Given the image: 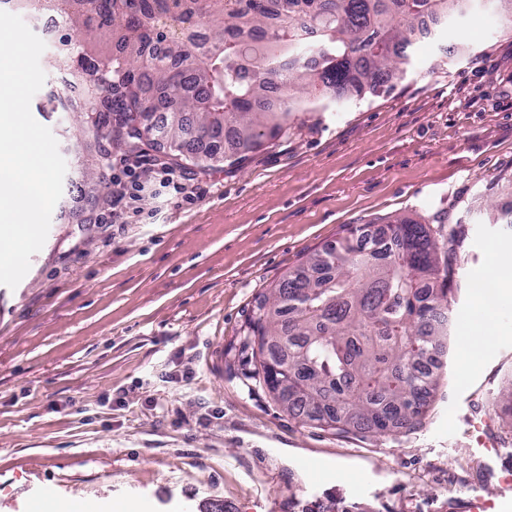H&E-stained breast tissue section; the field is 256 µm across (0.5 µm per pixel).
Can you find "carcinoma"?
Returning a JSON list of instances; mask_svg holds the SVG:
<instances>
[{"label": "carcinoma", "instance_id": "carcinoma-1", "mask_svg": "<svg viewBox=\"0 0 512 512\" xmlns=\"http://www.w3.org/2000/svg\"><path fill=\"white\" fill-rule=\"evenodd\" d=\"M54 11L89 43L58 101L82 137L220 163L288 131L300 112L387 86L404 72L416 22L446 24L463 0H0ZM354 232L254 299L236 351L249 386L339 435L424 424L445 356L437 314L456 291L465 225L399 220Z\"/></svg>", "mask_w": 512, "mask_h": 512}]
</instances>
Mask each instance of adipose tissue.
I'll use <instances>...</instances> for the list:
<instances>
[{"label": "adipose tissue", "instance_id": "obj_1", "mask_svg": "<svg viewBox=\"0 0 512 512\" xmlns=\"http://www.w3.org/2000/svg\"><path fill=\"white\" fill-rule=\"evenodd\" d=\"M489 277L494 282L492 291L478 290L481 306L479 318L473 324V334L465 347L468 356H487L498 339V315L501 307L512 302V277L501 275L498 264H491Z\"/></svg>", "mask_w": 512, "mask_h": 512}]
</instances>
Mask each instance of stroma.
Masks as SVG:
<instances>
[{"label": "stroma", "instance_id": "35a3bbf8", "mask_svg": "<svg viewBox=\"0 0 512 512\" xmlns=\"http://www.w3.org/2000/svg\"><path fill=\"white\" fill-rule=\"evenodd\" d=\"M474 0L411 51L390 91L307 112L275 143L233 162L175 165L191 191L148 184L130 223L112 195L130 163L158 152L107 147L99 193L64 180L43 248L16 288L0 285V512H28L44 486L107 512H465L473 494L512 502V452L486 431L512 425V358L485 362L469 405L448 399L470 373L458 324L490 252L512 272V30ZM82 42L60 28L31 102L68 171L92 158L71 141L56 62ZM469 225L434 410L402 435H337L301 424L248 388L228 348L255 296L349 229L398 218ZM340 478L310 487L302 460ZM369 486L354 492L346 475Z\"/></svg>", "mask_w": 512, "mask_h": 512}]
</instances>
